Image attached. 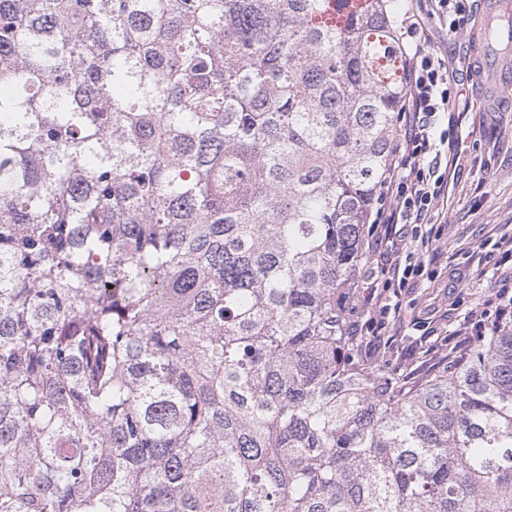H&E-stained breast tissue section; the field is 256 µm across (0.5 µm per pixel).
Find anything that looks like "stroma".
<instances>
[{"mask_svg":"<svg viewBox=\"0 0 512 512\" xmlns=\"http://www.w3.org/2000/svg\"><path fill=\"white\" fill-rule=\"evenodd\" d=\"M492 2L467 0L466 25L435 41L462 84L465 108L454 127L448 202L432 229L437 251L414 287L397 289L403 308L388 315L384 340H376L365 311L351 317L368 363L413 383L469 347L461 328L492 312L489 299L498 279L512 276V256L495 247L501 236H512V112L487 111L486 93L468 78L472 67L490 60L485 19Z\"/></svg>","mask_w":512,"mask_h":512,"instance_id":"35a3bbf8","label":"stroma"}]
</instances>
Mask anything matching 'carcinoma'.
I'll use <instances>...</instances> for the list:
<instances>
[{
    "instance_id": "obj_1",
    "label": "carcinoma",
    "mask_w": 512,
    "mask_h": 512,
    "mask_svg": "<svg viewBox=\"0 0 512 512\" xmlns=\"http://www.w3.org/2000/svg\"><path fill=\"white\" fill-rule=\"evenodd\" d=\"M395 0H0V512H512V324L417 387L338 306Z\"/></svg>"
}]
</instances>
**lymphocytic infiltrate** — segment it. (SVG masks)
Returning a JSON list of instances; mask_svg holds the SVG:
<instances>
[{"instance_id": "1", "label": "lymphocytic infiltrate", "mask_w": 512, "mask_h": 512, "mask_svg": "<svg viewBox=\"0 0 512 512\" xmlns=\"http://www.w3.org/2000/svg\"><path fill=\"white\" fill-rule=\"evenodd\" d=\"M464 13L462 0H426L400 21L408 71L402 126L384 177L387 199L372 217L381 227L386 251L375 274L361 281L360 292L340 296L341 305L357 300L364 309H376L380 289L393 283L406 287L424 273L433 239L423 227L432 223L435 209L448 192V181L440 171V146L449 141L450 134L438 130L437 121L459 98L448 61L434 47L431 23L436 20L455 30ZM406 224L421 227V234L406 235L402 230Z\"/></svg>"}]
</instances>
